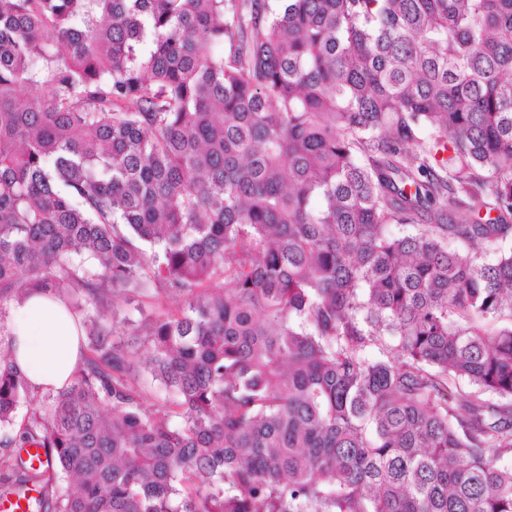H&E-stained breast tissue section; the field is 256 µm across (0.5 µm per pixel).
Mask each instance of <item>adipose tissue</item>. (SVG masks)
<instances>
[{
    "label": "adipose tissue",
    "mask_w": 512,
    "mask_h": 512,
    "mask_svg": "<svg viewBox=\"0 0 512 512\" xmlns=\"http://www.w3.org/2000/svg\"><path fill=\"white\" fill-rule=\"evenodd\" d=\"M15 356L38 387H60L79 362L71 317L46 296L35 294L10 309Z\"/></svg>",
    "instance_id": "obj_1"
}]
</instances>
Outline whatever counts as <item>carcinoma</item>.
Wrapping results in <instances>:
<instances>
[{"mask_svg": "<svg viewBox=\"0 0 512 512\" xmlns=\"http://www.w3.org/2000/svg\"><path fill=\"white\" fill-rule=\"evenodd\" d=\"M272 2L0 0V502L512 512V0ZM17 362L38 387H61L79 362V342L71 317L44 295L35 294L10 309Z\"/></svg>", "mask_w": 512, "mask_h": 512, "instance_id": "obj_1", "label": "carcinoma"}]
</instances>
